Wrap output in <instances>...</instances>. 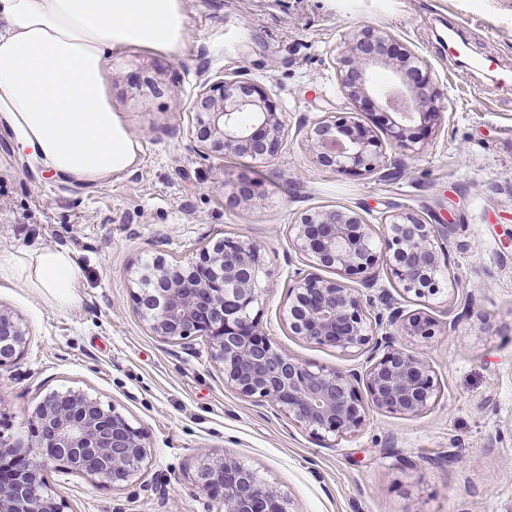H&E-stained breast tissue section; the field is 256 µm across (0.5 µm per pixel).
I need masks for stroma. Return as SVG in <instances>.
Listing matches in <instances>:
<instances>
[{"mask_svg":"<svg viewBox=\"0 0 512 512\" xmlns=\"http://www.w3.org/2000/svg\"><path fill=\"white\" fill-rule=\"evenodd\" d=\"M184 58L146 49L114 52L107 95L142 145L134 173L72 184L42 172L0 125V257L66 248L80 270L77 301L59 307L39 289L0 279V307L29 328L24 355L0 368V432L24 436L51 391L80 389L113 405L148 434L132 482L103 487L50 467L66 512H224L198 489L206 459L226 456L290 501L291 512H512V92L495 74H463L448 48L463 29L466 55L495 54L512 70V0H375L338 12L322 0H186ZM370 24L414 49L449 101L421 153L398 154L400 173L349 177L313 163L301 119L370 112L338 89L328 55ZM251 78L271 87L286 114L282 153L259 162L206 157L187 137L189 109L209 79ZM258 182L251 204L230 202L229 183ZM409 209L437 225L449 267L436 295L388 289L404 314L426 313L431 339H407L425 359L437 397L422 414L369 410L351 437L318 440L270 402L226 386L206 337L154 336L130 293L148 263L176 262L234 238L259 248L261 291L252 308L274 347L320 366L365 370L369 354L294 336L288 290L307 260L290 226L300 213L352 209L385 230L383 212ZM454 329H447L449 315Z\"/></svg>","mask_w":512,"mask_h":512,"instance_id":"35a3bbf8","label":"stroma"}]
</instances>
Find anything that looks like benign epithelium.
<instances>
[{
  "mask_svg": "<svg viewBox=\"0 0 512 512\" xmlns=\"http://www.w3.org/2000/svg\"><path fill=\"white\" fill-rule=\"evenodd\" d=\"M374 67L389 69L401 96L417 110L380 113L384 140L353 112L302 121L304 141L319 166L351 177L381 174L393 163L388 151L417 153L441 125V92L423 58L371 25L343 35L337 79L348 99L378 105ZM194 112L195 148L206 156L272 160L288 136L274 93L253 79L206 85ZM231 189L233 198L246 202L255 196L256 182L243 176ZM382 221L386 232L380 245L371 225L352 209L306 211L292 225V246L311 267L346 275L373 271L358 287L314 272L296 277L286 316L293 334L307 341L342 352H370L373 363L362 374L313 365L271 344L251 316L261 267L259 249L250 242L226 239L196 260L153 261L132 292L134 308L163 340L207 337L227 385L271 402L318 439L354 435L370 407L420 414L435 401L437 388L429 363L398 344L397 337L428 339L435 322L420 313L403 315L387 292L376 293L374 287L383 271L406 293L434 295L447 255L434 225L414 211H389ZM27 336L23 320L1 307L0 368L23 356ZM29 426L26 437H0V512H65L66 504L46 483L52 463L119 488L131 482L148 456L143 428L80 390L46 394ZM198 487L221 497L224 512H287L277 488L231 458L202 463Z\"/></svg>",
  "mask_w": 512,
  "mask_h": 512,
  "instance_id": "benign-epithelium-1",
  "label": "benign epithelium"
}]
</instances>
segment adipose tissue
I'll return each instance as SVG.
<instances>
[{
	"instance_id": "ef3b65f1",
	"label": "adipose tissue",
	"mask_w": 512,
	"mask_h": 512,
	"mask_svg": "<svg viewBox=\"0 0 512 512\" xmlns=\"http://www.w3.org/2000/svg\"><path fill=\"white\" fill-rule=\"evenodd\" d=\"M189 24L185 0H0V123L16 152L74 183L135 171L142 147L108 100V58L139 47L181 59ZM1 277L75 301L61 247L0 258Z\"/></svg>"
}]
</instances>
